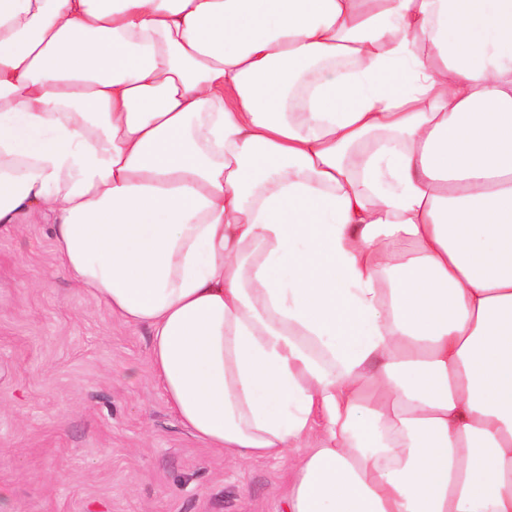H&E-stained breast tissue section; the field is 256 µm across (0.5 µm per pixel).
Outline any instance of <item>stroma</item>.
<instances>
[{"instance_id":"obj_1","label":"stroma","mask_w":512,"mask_h":512,"mask_svg":"<svg viewBox=\"0 0 512 512\" xmlns=\"http://www.w3.org/2000/svg\"><path fill=\"white\" fill-rule=\"evenodd\" d=\"M150 331L60 266L53 227L0 233V501L8 512H283L285 463L194 438Z\"/></svg>"}]
</instances>
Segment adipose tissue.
<instances>
[{
  "label": "adipose tissue",
  "instance_id": "1",
  "mask_svg": "<svg viewBox=\"0 0 512 512\" xmlns=\"http://www.w3.org/2000/svg\"><path fill=\"white\" fill-rule=\"evenodd\" d=\"M31 218L287 512H512V0H0Z\"/></svg>",
  "mask_w": 512,
  "mask_h": 512
}]
</instances>
